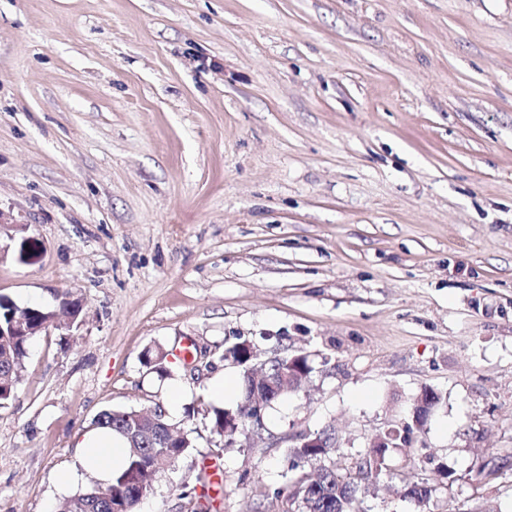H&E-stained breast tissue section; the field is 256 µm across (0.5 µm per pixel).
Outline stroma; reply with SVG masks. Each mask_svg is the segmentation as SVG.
<instances>
[{"instance_id":"35a3bbf8","label":"stroma","mask_w":512,"mask_h":512,"mask_svg":"<svg viewBox=\"0 0 512 512\" xmlns=\"http://www.w3.org/2000/svg\"><path fill=\"white\" fill-rule=\"evenodd\" d=\"M0 212V295L83 306L0 408V512H56L96 415L157 403L196 448L140 512L213 462L211 512H282L298 435L346 466L426 388L372 512L422 481L425 512H512V0H0ZM240 338L313 371L222 450L205 406Z\"/></svg>"}]
</instances>
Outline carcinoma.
Masks as SVG:
<instances>
[{
  "label": "carcinoma",
  "mask_w": 512,
  "mask_h": 512,
  "mask_svg": "<svg viewBox=\"0 0 512 512\" xmlns=\"http://www.w3.org/2000/svg\"><path fill=\"white\" fill-rule=\"evenodd\" d=\"M20 312V306L8 297L0 298V407L11 402L20 384L28 348L33 340L31 336H20L16 333L12 318ZM82 312L79 300L73 298L71 292L60 295L58 306L54 309L43 307H27L29 327L38 328L59 316L75 318ZM225 365L238 369L242 394L236 406L226 409L210 404L205 409L210 423V432L219 442L231 445L246 433L256 429L260 424L257 412H266L272 402L301 387V379L293 377L287 383H281L276 373H271L272 381L283 391L270 392L261 402V409H256L251 399L253 381L247 375V362L243 357L246 352L244 342L224 345ZM168 353L158 348L145 353V362L150 364L155 372H167L166 359ZM423 404L415 407V411H407L405 431L407 435L387 438L379 448H366L360 453L356 462L343 469L336 468L330 461L331 454L336 449L331 444L336 439L324 430L317 433V439L325 447L306 448L298 445L290 448L287 453V469L283 473L285 486L277 489L275 497L285 501V512H366L363 507L362 495L368 489L372 480H377L392 472V457L394 452L410 444L408 433L422 428L432 411L441 403L442 396L433 389L422 390ZM149 410H113L106 409L98 413L93 426L110 429L120 435L137 427L143 431L150 428ZM235 421L242 433L236 436L224 437V423ZM127 454L122 470L113 475L108 483L96 482L84 492L78 493L63 509V512H135L142 496L150 490L149 480L153 467L154 453L161 447L151 442L133 446L126 441ZM195 447L194 441L183 435L169 449L172 463L191 454ZM304 463L314 465V471L301 469ZM433 489L426 483H413L406 488L402 496L412 501L420 508L431 498Z\"/></svg>",
  "instance_id": "1"
}]
</instances>
